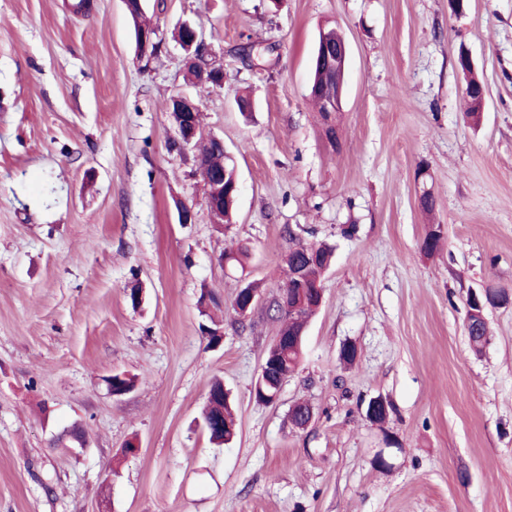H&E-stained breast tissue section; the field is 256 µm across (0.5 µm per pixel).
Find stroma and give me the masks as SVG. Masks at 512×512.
Masks as SVG:
<instances>
[{
  "mask_svg": "<svg viewBox=\"0 0 512 512\" xmlns=\"http://www.w3.org/2000/svg\"><path fill=\"white\" fill-rule=\"evenodd\" d=\"M72 2L0 0V512H512V306L488 310L481 352L465 331L471 292L512 291V0H145L165 40L149 62L122 0ZM183 21L222 87L186 80ZM331 28L349 48L336 147L310 96ZM462 48L487 91L475 123ZM179 94L234 160L231 225L206 207L198 148H169ZM297 239L335 261L301 365L264 405ZM238 245L244 267L223 263ZM244 280L261 300L242 323ZM118 372L135 388L112 394ZM216 378L238 429L220 447L200 418ZM374 397L385 422L365 417Z\"/></svg>",
  "mask_w": 512,
  "mask_h": 512,
  "instance_id": "obj_1",
  "label": "stroma"
}]
</instances>
